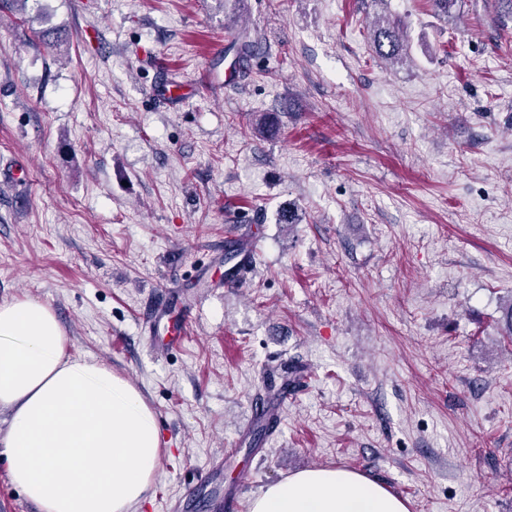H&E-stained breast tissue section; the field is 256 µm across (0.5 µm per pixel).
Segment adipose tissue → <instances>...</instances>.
Masks as SVG:
<instances>
[{
	"mask_svg": "<svg viewBox=\"0 0 512 512\" xmlns=\"http://www.w3.org/2000/svg\"><path fill=\"white\" fill-rule=\"evenodd\" d=\"M0 454L39 512H132L159 465L160 432L141 392L105 363L75 358L54 312L23 297L0 304ZM250 512H409L362 473L310 469L268 486Z\"/></svg>",
	"mask_w": 512,
	"mask_h": 512,
	"instance_id": "obj_1",
	"label": "adipose tissue"
}]
</instances>
